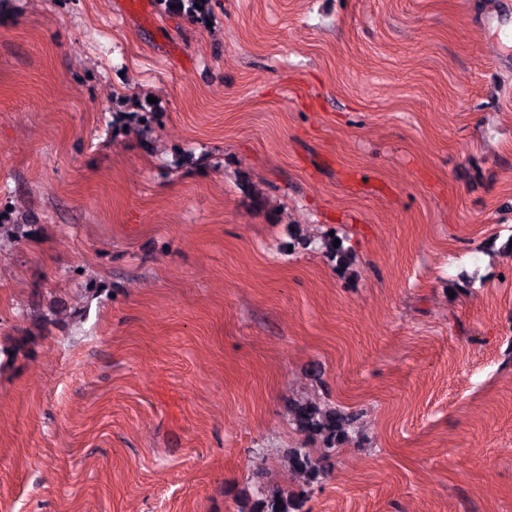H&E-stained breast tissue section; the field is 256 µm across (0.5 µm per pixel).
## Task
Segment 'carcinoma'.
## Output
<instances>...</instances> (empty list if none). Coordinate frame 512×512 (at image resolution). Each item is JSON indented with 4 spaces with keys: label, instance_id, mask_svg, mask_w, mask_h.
<instances>
[{
    "label": "carcinoma",
    "instance_id": "carcinoma-1",
    "mask_svg": "<svg viewBox=\"0 0 512 512\" xmlns=\"http://www.w3.org/2000/svg\"><path fill=\"white\" fill-rule=\"evenodd\" d=\"M165 9L182 14L193 21H205L211 14V0H158ZM335 237L322 241V249L336 259L340 268H349L352 258L350 250L343 245L333 246ZM294 424L308 435L318 438L321 446L316 449L292 448L288 451V465L292 472L300 475L305 485L319 482L328 471V463L336 450L349 440L354 424L352 415L345 411L317 402H300L292 409ZM305 490L267 492L260 487L251 503L249 512H304Z\"/></svg>",
    "mask_w": 512,
    "mask_h": 512
}]
</instances>
